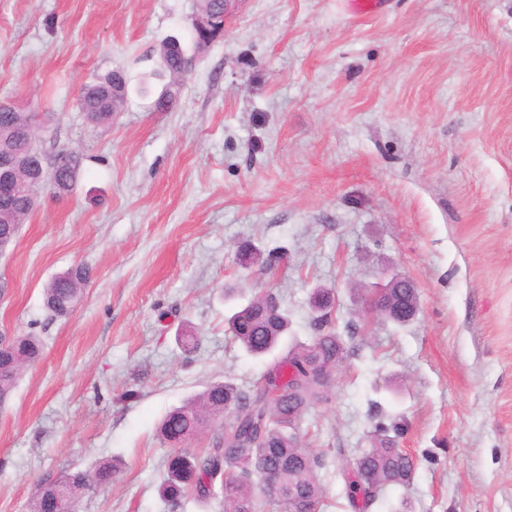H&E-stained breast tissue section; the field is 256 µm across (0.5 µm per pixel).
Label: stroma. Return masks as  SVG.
<instances>
[{
    "label": "stroma",
    "mask_w": 512,
    "mask_h": 512,
    "mask_svg": "<svg viewBox=\"0 0 512 512\" xmlns=\"http://www.w3.org/2000/svg\"><path fill=\"white\" fill-rule=\"evenodd\" d=\"M196 0H0V100L36 115L38 149L83 158L73 189L39 205L0 256V332L40 361L0 411V512L36 483L119 458L79 512H224L158 492L172 408L224 381L260 382L225 320L255 292L311 343L310 296L332 289L355 355L301 421L304 446L364 448L400 415L413 484L370 512H512V0H231L224 35L157 111L169 36L193 49ZM122 112L88 123L80 87L111 69ZM270 255L243 267L240 247ZM89 271L65 318L46 285ZM414 281L407 324L362 322L368 291ZM199 338L194 352L181 346Z\"/></svg>",
    "instance_id": "35a3bbf8"
}]
</instances>
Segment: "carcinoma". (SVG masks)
<instances>
[{"label":"carcinoma","instance_id":"cac0c4a2","mask_svg":"<svg viewBox=\"0 0 512 512\" xmlns=\"http://www.w3.org/2000/svg\"><path fill=\"white\" fill-rule=\"evenodd\" d=\"M224 35L221 24H213L196 36L203 49ZM184 50L170 42L160 45L159 64L172 81L185 77L182 72ZM128 82L121 70H112L79 90L78 107L95 127L112 124L125 104ZM63 158L56 182L49 186L54 194L68 192L77 180L82 158L72 152H59L49 160ZM36 204L22 198H0V237L16 238L21 224ZM88 272L75 266L57 275L44 289V306L54 317H66L78 303ZM314 295L325 300V308L313 319L317 331L311 343L295 344L272 364L256 388L241 389L231 383L209 385L202 394L172 409L160 426L161 440L169 452L159 485L161 498L171 505L193 495L206 501L219 495L224 512H319L324 489L318 470L326 455L342 464L350 500L362 496L370 508L383 486H405L416 471L414 457L397 446L400 423L376 415L369 434L370 446L356 452L348 469L347 448H330L316 454L301 446L299 423L310 410L330 400L332 376L348 356L341 337L331 331L335 295L319 289ZM288 312L270 291L254 294L249 302L228 319V330L235 342L253 357L274 351L288 332ZM42 354L40 337L29 334L12 337L9 349L11 368L0 370V408L10 400L21 369L36 362ZM209 433L207 448L195 452L186 445L198 435ZM121 470L116 460L105 461L94 469L71 470L66 481L82 488L69 498V512H78L82 497L112 484Z\"/></svg>","mask_w":512,"mask_h":512}]
</instances>
